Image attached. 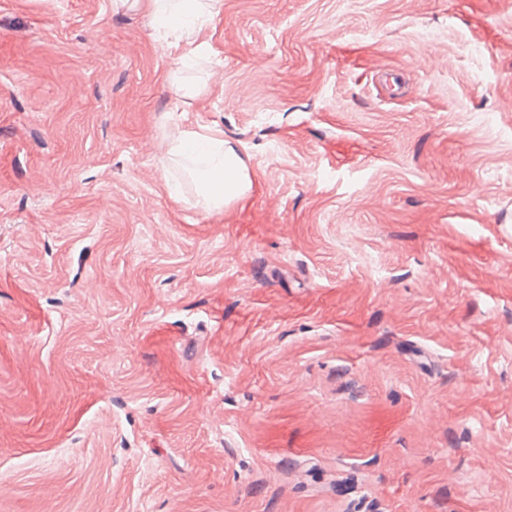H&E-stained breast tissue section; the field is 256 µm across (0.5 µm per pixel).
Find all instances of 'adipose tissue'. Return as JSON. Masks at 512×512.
<instances>
[{
	"mask_svg": "<svg viewBox=\"0 0 512 512\" xmlns=\"http://www.w3.org/2000/svg\"><path fill=\"white\" fill-rule=\"evenodd\" d=\"M157 22L165 45L179 52L180 60L209 59L203 33L212 26L223 0H136ZM163 157L184 161L196 185L195 204L218 212L245 198L251 180L237 150L225 142L220 130L203 126L196 130L174 128L163 144Z\"/></svg>",
	"mask_w": 512,
	"mask_h": 512,
	"instance_id": "adipose-tissue-1",
	"label": "adipose tissue"
}]
</instances>
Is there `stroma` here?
I'll list each match as a JSON object with an SVG mask.
<instances>
[{
    "mask_svg": "<svg viewBox=\"0 0 512 512\" xmlns=\"http://www.w3.org/2000/svg\"><path fill=\"white\" fill-rule=\"evenodd\" d=\"M205 38L176 114L144 8L0 0V512H512V0ZM175 126L163 143L165 161H186V170L196 185L195 206L219 212L245 198L251 180L237 150L224 142L220 130Z\"/></svg>",
    "mask_w": 512,
    "mask_h": 512,
    "instance_id": "obj_1",
    "label": "stroma"
}]
</instances>
